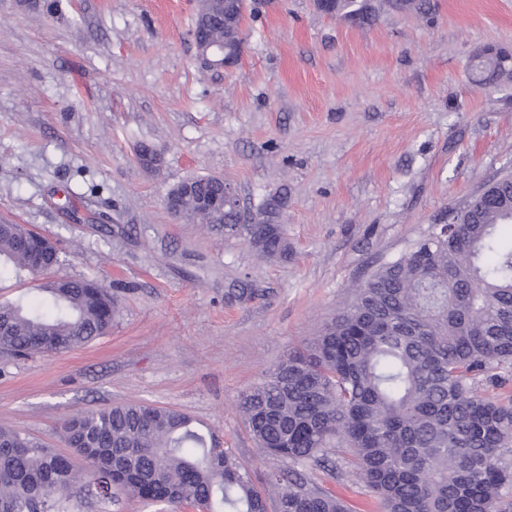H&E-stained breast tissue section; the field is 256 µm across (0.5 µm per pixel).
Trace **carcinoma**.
Instances as JSON below:
<instances>
[{"label": "carcinoma", "mask_w": 512, "mask_h": 512, "mask_svg": "<svg viewBox=\"0 0 512 512\" xmlns=\"http://www.w3.org/2000/svg\"><path fill=\"white\" fill-rule=\"evenodd\" d=\"M213 39L243 43L241 21L215 17ZM499 49L474 63L477 81L512 75ZM191 197L224 195V179L192 178ZM279 202L247 224L229 206L218 218L192 205L179 217L222 222L268 260L290 253ZM512 175L448 214L401 256L382 263L351 301L239 397L260 452L288 461L264 475L243 467L218 435L177 410L127 402L66 419L73 453L97 440L87 470L65 454L0 427V512H69L72 491L112 498V488L201 512H348L299 466L332 463L372 494L380 512H512V399L481 395L482 381L512 366ZM15 224H0V274L42 275ZM94 279L36 285L44 301L0 304V351L63 353L107 333L118 311Z\"/></svg>", "instance_id": "obj_1"}]
</instances>
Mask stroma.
<instances>
[{
    "label": "stroma",
    "mask_w": 512,
    "mask_h": 512,
    "mask_svg": "<svg viewBox=\"0 0 512 512\" xmlns=\"http://www.w3.org/2000/svg\"><path fill=\"white\" fill-rule=\"evenodd\" d=\"M379 7L362 28L314 0H247L243 55L203 67L193 0H0V223L52 238L53 274L97 279L111 329L59 354L0 353V426L65 451L59 424L131 400L189 414L264 475L236 402L380 263L512 172V80L472 57L512 53V0ZM161 153L142 168L140 146ZM222 176L247 218L282 199L292 252L268 262L173 216L167 191ZM252 295L241 301L227 291ZM308 480L377 512L348 473ZM70 512H164L114 490ZM511 55L506 51L497 49L495 56H486L483 59L474 62L472 69L477 75V81L479 83H486L496 80L501 77L512 75V67L509 63H503V59H508Z\"/></svg>",
    "instance_id": "stroma-1"
}]
</instances>
